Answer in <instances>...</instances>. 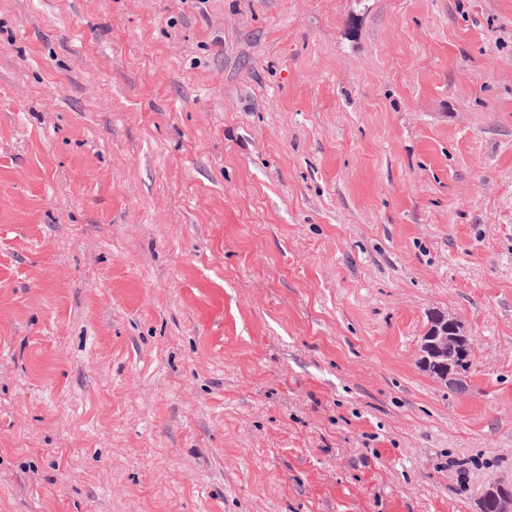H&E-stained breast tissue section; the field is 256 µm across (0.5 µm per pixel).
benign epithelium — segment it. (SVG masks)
<instances>
[{
  "label": "benign epithelium",
  "instance_id": "7a95c632",
  "mask_svg": "<svg viewBox=\"0 0 512 512\" xmlns=\"http://www.w3.org/2000/svg\"><path fill=\"white\" fill-rule=\"evenodd\" d=\"M471 348L472 339L464 333L460 320L451 313L434 311L421 339L419 363L428 375L453 386L460 379L458 362ZM488 503L494 512H512L511 476H499L488 483L479 510L483 512Z\"/></svg>",
  "mask_w": 512,
  "mask_h": 512
}]
</instances>
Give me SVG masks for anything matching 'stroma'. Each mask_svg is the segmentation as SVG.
<instances>
[{"instance_id": "1", "label": "stroma", "mask_w": 512, "mask_h": 512, "mask_svg": "<svg viewBox=\"0 0 512 512\" xmlns=\"http://www.w3.org/2000/svg\"><path fill=\"white\" fill-rule=\"evenodd\" d=\"M501 475L512 0H0V512H478ZM472 339L466 336L460 320L453 314L444 311H434L429 315V327L422 336L419 347V363L425 372L436 380L448 386L455 385L461 375L458 391L463 392L462 377L470 367L468 357H463L459 366L457 363L472 348Z\"/></svg>"}]
</instances>
